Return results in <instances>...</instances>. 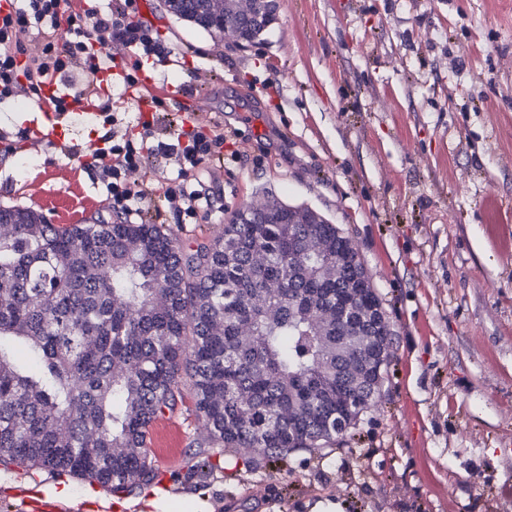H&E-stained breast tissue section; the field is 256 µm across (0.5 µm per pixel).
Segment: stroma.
<instances>
[{
	"instance_id": "1",
	"label": "stroma",
	"mask_w": 512,
	"mask_h": 512,
	"mask_svg": "<svg viewBox=\"0 0 512 512\" xmlns=\"http://www.w3.org/2000/svg\"><path fill=\"white\" fill-rule=\"evenodd\" d=\"M180 66L145 63L149 91L183 87L199 111L157 130L223 124V164L197 179L214 209L178 224L156 201L146 221L184 246L217 237L243 205L308 206L354 243L393 336L375 405L321 450L252 468L209 446L182 382L154 467L165 497L197 512H512V0H280L262 40L238 46L146 0ZM38 104H0V206L53 224L113 221L84 159L17 132ZM208 451L220 466L200 476ZM150 489L115 492L0 466V512H156Z\"/></svg>"
}]
</instances>
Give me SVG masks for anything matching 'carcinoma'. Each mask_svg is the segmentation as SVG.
I'll list each match as a JSON object with an SVG mask.
<instances>
[{
  "mask_svg": "<svg viewBox=\"0 0 512 512\" xmlns=\"http://www.w3.org/2000/svg\"><path fill=\"white\" fill-rule=\"evenodd\" d=\"M212 36L224 0H164ZM312 239L327 252L311 257ZM281 285L268 307L266 285ZM360 289L364 318L343 325L351 365H336V312ZM361 259L318 217L229 221L189 248L158 224L55 226L0 207V464L129 490L156 473L151 419L173 409L182 379L212 439L255 461L324 447L355 427L374 397L392 332ZM251 329L248 343L239 328ZM34 356L19 364L15 348ZM362 374L352 383L348 367Z\"/></svg>",
  "mask_w": 512,
  "mask_h": 512,
  "instance_id": "cac0c4a2",
  "label": "carcinoma"
}]
</instances>
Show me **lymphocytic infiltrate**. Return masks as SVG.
Listing matches in <instances>:
<instances>
[{"instance_id":"1","label":"lymphocytic infiltrate","mask_w":512,"mask_h":512,"mask_svg":"<svg viewBox=\"0 0 512 512\" xmlns=\"http://www.w3.org/2000/svg\"><path fill=\"white\" fill-rule=\"evenodd\" d=\"M137 2L121 0L107 11L101 0H18L14 14L0 19V103L21 89L29 96H40L46 84L62 82L74 71L82 76L78 99L94 97L95 75L114 64L110 49L115 44L133 59L124 66L119 81L123 88L142 92V61H167L173 51L151 26L137 20ZM137 124V136L107 138L89 163L105 187L113 212L132 219L159 196L178 223L194 224L211 214L209 194L192 178L204 164L223 160L226 137L219 126L195 124L163 141L156 135L154 118H139ZM153 156L172 159V174L155 185L131 182L130 174Z\"/></svg>"}]
</instances>
